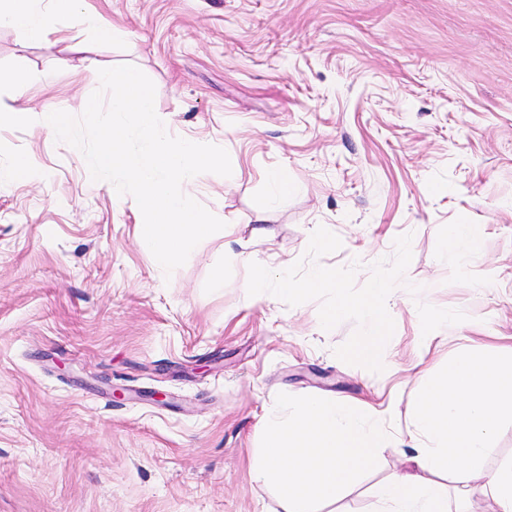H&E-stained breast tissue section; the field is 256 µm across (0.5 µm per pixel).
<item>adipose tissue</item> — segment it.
Instances as JSON below:
<instances>
[{"instance_id":"obj_1","label":"adipose tissue","mask_w":512,"mask_h":512,"mask_svg":"<svg viewBox=\"0 0 512 512\" xmlns=\"http://www.w3.org/2000/svg\"><path fill=\"white\" fill-rule=\"evenodd\" d=\"M83 0H0V27L32 43L57 35L55 20L84 13L99 39L114 30ZM512 419V346L500 354L462 353L443 372L428 376L407 428L412 471L393 474L378 489L374 512H468L480 496L487 512H512V461L490 473L480 469L499 421Z\"/></svg>"}]
</instances>
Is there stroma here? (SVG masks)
<instances>
[{
    "label": "stroma",
    "instance_id": "obj_1",
    "mask_svg": "<svg viewBox=\"0 0 512 512\" xmlns=\"http://www.w3.org/2000/svg\"><path fill=\"white\" fill-rule=\"evenodd\" d=\"M39 45L0 28V165L38 178L0 187V512H281L255 480L261 420L278 394L385 408L377 465L322 512H371L408 469L400 438L461 336L512 342V0H84ZM83 42L86 52L71 46ZM154 83L167 132L225 148L232 174L183 192L224 221L165 274L132 196L92 180L39 124L79 114L90 65ZM288 190L267 204V172ZM452 224L480 250L442 254ZM342 241L325 267L412 261L387 298L390 369L335 357L357 325L324 330L319 301L248 296V265L281 271L317 227ZM448 311L451 325L436 323Z\"/></svg>",
    "mask_w": 512,
    "mask_h": 512
}]
</instances>
